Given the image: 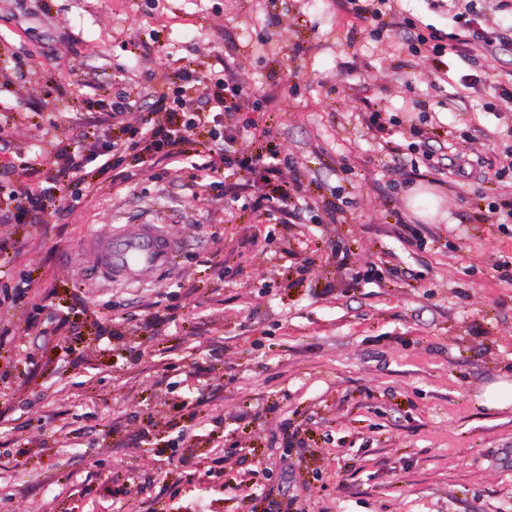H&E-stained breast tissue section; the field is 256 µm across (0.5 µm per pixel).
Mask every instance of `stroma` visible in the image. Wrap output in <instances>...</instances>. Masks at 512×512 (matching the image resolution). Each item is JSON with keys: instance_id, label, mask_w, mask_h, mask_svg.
<instances>
[{"instance_id": "1", "label": "stroma", "mask_w": 512, "mask_h": 512, "mask_svg": "<svg viewBox=\"0 0 512 512\" xmlns=\"http://www.w3.org/2000/svg\"><path fill=\"white\" fill-rule=\"evenodd\" d=\"M397 8L412 27L341 0H0V181L51 186L118 92L114 139L183 63L266 94L233 149L290 160L235 202L155 157L117 195L93 162L72 209L0 223L21 244L0 275L31 280L47 329L0 307V512H512V402L485 397L512 385V218L489 211L512 192L492 169L512 45L426 59L410 29L448 45L460 24L443 0ZM276 183L300 211L259 221ZM116 224L164 225L171 267L87 279L84 238Z\"/></svg>"}]
</instances>
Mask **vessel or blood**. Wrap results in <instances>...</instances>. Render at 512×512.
I'll return each instance as SVG.
<instances>
[{"instance_id": "vessel-or-blood-1", "label": "vessel or blood", "mask_w": 512, "mask_h": 512, "mask_svg": "<svg viewBox=\"0 0 512 512\" xmlns=\"http://www.w3.org/2000/svg\"><path fill=\"white\" fill-rule=\"evenodd\" d=\"M178 251L161 224H126L81 246L89 279L136 283L167 268Z\"/></svg>"}]
</instances>
